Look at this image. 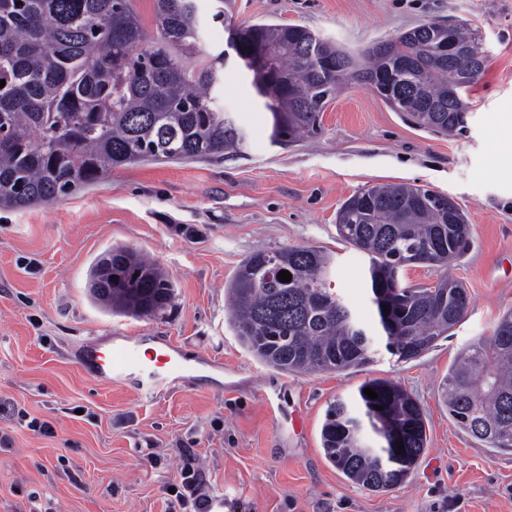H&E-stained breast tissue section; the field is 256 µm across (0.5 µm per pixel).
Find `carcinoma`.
<instances>
[{
    "mask_svg": "<svg viewBox=\"0 0 512 512\" xmlns=\"http://www.w3.org/2000/svg\"><path fill=\"white\" fill-rule=\"evenodd\" d=\"M155 33L147 36L134 0H0V209L59 202L114 168L145 160L172 161L240 153L246 132L220 95L224 52L202 47L197 0H155ZM271 53L273 73L288 78L277 93L259 86L246 63L255 96L269 114L271 139L316 135L321 112L351 80L372 83L397 70L388 94L378 96L413 125L433 134L463 136L469 126L448 114L470 108L465 94L484 73L477 53H489L481 33L465 21H428L400 33L384 48L370 47L361 63L339 74L322 67L318 42L300 25L254 23L239 27ZM451 34L459 52L441 59ZM431 189L382 184L361 189L340 206L336 229L367 258L375 334L387 351L411 361L436 345L463 318L465 288L447 290L390 282L415 265L441 237L446 267L468 245L469 225L455 223ZM333 257L319 247L258 249L228 283V322L242 344L286 372L336 371L368 364L374 338L331 288ZM287 270L291 281L278 273ZM93 297L134 316L161 313L174 296L162 271L127 249L96 264ZM388 312H383V307ZM512 313L461 354L442 383L448 415L490 448L511 451ZM373 389L378 398L363 393ZM359 408L329 404L321 428L328 460L351 482L374 492L405 482L427 448L421 405L398 384L371 379L358 389ZM381 406L378 411L374 406ZM398 426L406 451L396 454L385 420Z\"/></svg>",
    "mask_w": 512,
    "mask_h": 512,
    "instance_id": "obj_1",
    "label": "carcinoma"
}]
</instances>
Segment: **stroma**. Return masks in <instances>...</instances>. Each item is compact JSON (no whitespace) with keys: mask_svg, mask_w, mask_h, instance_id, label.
Segmentation results:
<instances>
[{"mask_svg":"<svg viewBox=\"0 0 512 512\" xmlns=\"http://www.w3.org/2000/svg\"><path fill=\"white\" fill-rule=\"evenodd\" d=\"M459 18L483 35L489 64L469 93L466 136L407 124L352 82L324 109L319 134L272 143L267 113L236 64L224 108L247 134L243 153L138 162L49 206L0 209V512H170L168 487L198 459L216 512H512V451L453 421L440 386L459 354L512 313V161L491 146V123L512 113V0H235L237 25L307 27L359 53L431 19ZM423 186L452 197L471 246L448 268L404 269L426 285L461 281V323L418 359L377 345L370 364L286 373L261 364L225 313V287L259 248L332 253V286L368 313L364 257L339 237L336 212L361 188ZM150 256L174 285L160 315L132 317L93 302L89 273L112 248ZM121 326L171 339L223 365L224 382L192 381L149 397L104 386L79 363L82 345ZM400 384L420 403L428 443L408 481L387 492L352 483L321 445L328 405L366 380ZM52 422L41 436L17 417Z\"/></svg>","mask_w":512,"mask_h":512,"instance_id":"stroma-1","label":"stroma"}]
</instances>
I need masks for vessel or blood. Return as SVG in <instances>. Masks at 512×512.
Listing matches in <instances>:
<instances>
[{
	"mask_svg": "<svg viewBox=\"0 0 512 512\" xmlns=\"http://www.w3.org/2000/svg\"><path fill=\"white\" fill-rule=\"evenodd\" d=\"M89 376L102 385L131 384L158 394L196 378L208 366L205 358L188 361L178 345L116 329L106 342H87L79 357Z\"/></svg>",
	"mask_w": 512,
	"mask_h": 512,
	"instance_id": "obj_1",
	"label": "vessel or blood"
}]
</instances>
